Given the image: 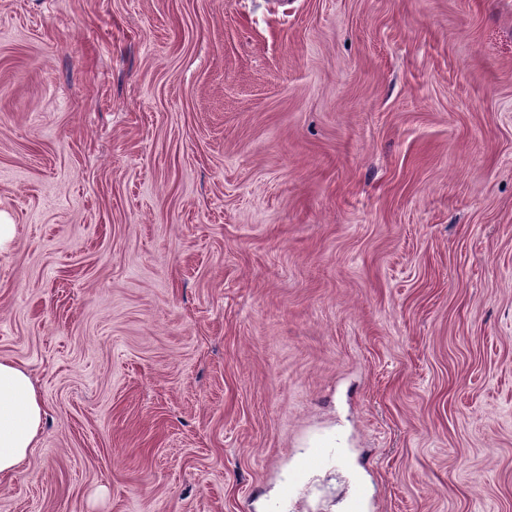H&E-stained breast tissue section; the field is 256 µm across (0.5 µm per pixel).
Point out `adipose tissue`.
<instances>
[{
    "instance_id": "adipose-tissue-1",
    "label": "adipose tissue",
    "mask_w": 512,
    "mask_h": 512,
    "mask_svg": "<svg viewBox=\"0 0 512 512\" xmlns=\"http://www.w3.org/2000/svg\"><path fill=\"white\" fill-rule=\"evenodd\" d=\"M44 413L33 375L0 358V476L24 466L39 439Z\"/></svg>"
}]
</instances>
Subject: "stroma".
Instances as JSON below:
<instances>
[{
    "label": "stroma",
    "instance_id": "stroma-1",
    "mask_svg": "<svg viewBox=\"0 0 512 512\" xmlns=\"http://www.w3.org/2000/svg\"><path fill=\"white\" fill-rule=\"evenodd\" d=\"M0 222V512H512V0H0ZM44 413L33 375L0 358V476L24 466L38 442Z\"/></svg>",
    "mask_w": 512,
    "mask_h": 512
}]
</instances>
